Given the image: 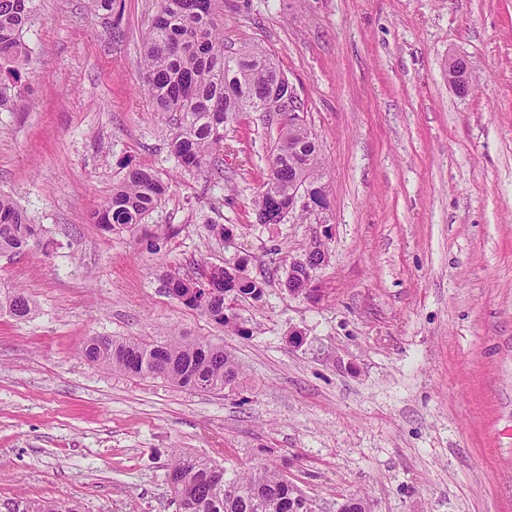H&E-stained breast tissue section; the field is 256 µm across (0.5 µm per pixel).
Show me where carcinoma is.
<instances>
[{"label":"carcinoma","instance_id":"1","mask_svg":"<svg viewBox=\"0 0 512 512\" xmlns=\"http://www.w3.org/2000/svg\"><path fill=\"white\" fill-rule=\"evenodd\" d=\"M224 0H159L143 52L145 83L155 111L175 117L170 153L185 168L201 170L224 149V126L242 112H273L279 116V137L273 169L253 206L262 224H279L288 213L291 184L317 178L303 167L305 156L318 148L304 123L288 122L283 103L288 83L266 54L243 49L224 53ZM37 20L36 0H0V110L26 94L24 74L30 62L25 34ZM168 183L142 168L128 171L112 189L95 222L108 230L141 224L166 194ZM42 229L10 197L0 194V254H19L40 243ZM170 293L183 305L199 310L227 331L238 327V302L264 294L262 284L245 273V263L233 268L198 267L195 278L170 276ZM3 302L17 318L32 311L20 290ZM81 355L115 373L160 377L182 388L222 391L238 380L233 356L224 347L179 332L147 342L135 338L93 336ZM168 481L177 512H289L297 491L288 475L269 465L243 475L226 477V470L205 457L180 451L168 464ZM12 512H79L70 500L48 502L21 497Z\"/></svg>","mask_w":512,"mask_h":512}]
</instances>
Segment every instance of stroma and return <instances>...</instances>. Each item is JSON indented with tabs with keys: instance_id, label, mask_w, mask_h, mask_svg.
Returning a JSON list of instances; mask_svg holds the SVG:
<instances>
[{
	"instance_id": "stroma-1",
	"label": "stroma",
	"mask_w": 512,
	"mask_h": 512,
	"mask_svg": "<svg viewBox=\"0 0 512 512\" xmlns=\"http://www.w3.org/2000/svg\"><path fill=\"white\" fill-rule=\"evenodd\" d=\"M158 5L117 0L105 19L92 0H37L33 104L0 112V194L47 244L0 255V291L36 304L0 313V504L175 512L179 450L286 467L311 512H512V0H224L225 50H264L319 143L321 205L278 224L253 211L276 139L259 113L227 125L205 171L170 154L142 68ZM135 166L167 193L144 223L101 230L92 212ZM316 241L315 292L290 295L288 264ZM242 259L265 289L240 302V332L168 292ZM171 328L230 351L236 386L79 355ZM14 510L11 512H79L78 507L69 499H57L48 502L20 497L13 501Z\"/></svg>"
}]
</instances>
